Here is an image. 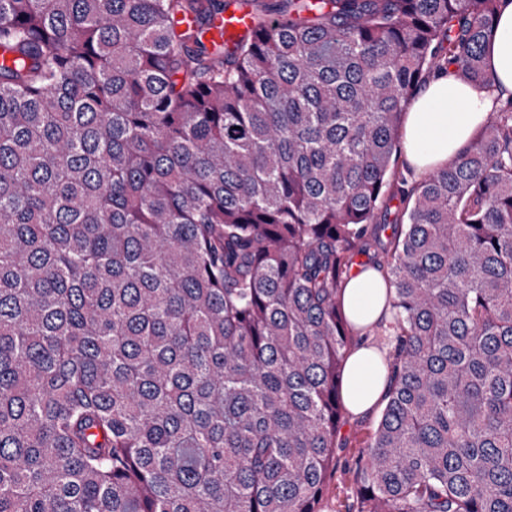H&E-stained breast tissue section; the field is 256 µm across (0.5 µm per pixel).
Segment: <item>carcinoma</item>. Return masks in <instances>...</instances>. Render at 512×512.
Instances as JSON below:
<instances>
[{"mask_svg": "<svg viewBox=\"0 0 512 512\" xmlns=\"http://www.w3.org/2000/svg\"><path fill=\"white\" fill-rule=\"evenodd\" d=\"M502 3L0 0V512H318L357 255L392 316L357 512H512V98L395 170L430 74L493 84ZM214 24L212 32L241 33L249 29L251 20L247 10L242 9L224 13L223 18H218Z\"/></svg>", "mask_w": 512, "mask_h": 512, "instance_id": "carcinoma-1", "label": "carcinoma"}]
</instances>
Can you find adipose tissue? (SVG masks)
<instances>
[{
	"label": "adipose tissue",
	"instance_id": "obj_1",
	"mask_svg": "<svg viewBox=\"0 0 512 512\" xmlns=\"http://www.w3.org/2000/svg\"><path fill=\"white\" fill-rule=\"evenodd\" d=\"M484 57L495 79L493 87L467 84L448 72L430 78L416 91L402 129V160L407 167L427 173L454 160L496 98L512 95V0L494 21ZM385 293V280L376 270L350 277L342 299L351 322L363 327L387 319ZM387 390V378L377 368L374 351L365 346L353 349L344 369L346 409L357 416L369 414L384 402Z\"/></svg>",
	"mask_w": 512,
	"mask_h": 512
}]
</instances>
